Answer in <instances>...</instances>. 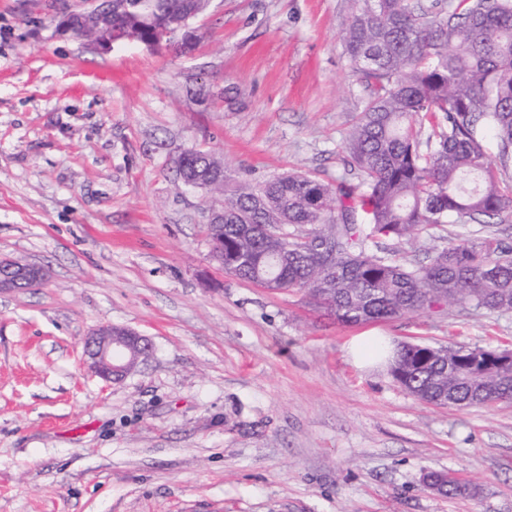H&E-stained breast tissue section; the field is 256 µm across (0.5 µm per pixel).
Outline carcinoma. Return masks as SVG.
Returning a JSON list of instances; mask_svg holds the SVG:
<instances>
[{"mask_svg":"<svg viewBox=\"0 0 512 512\" xmlns=\"http://www.w3.org/2000/svg\"><path fill=\"white\" fill-rule=\"evenodd\" d=\"M347 4L340 38L367 96L347 138L346 168L334 184L303 172L233 187L226 176L214 185L224 195V223L207 232L224 271L306 290L348 325L445 308L511 312L512 243L485 235L423 265L370 245L512 218V0ZM198 8L194 0H112V29L151 41ZM221 165L195 148L183 174L206 178ZM447 355L406 343L390 374L434 406L512 401V375L484 371L479 392L448 371ZM427 478L446 496L470 491L439 472Z\"/></svg>","mask_w":512,"mask_h":512,"instance_id":"obj_1","label":"carcinoma"}]
</instances>
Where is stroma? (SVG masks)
<instances>
[{
  "label": "stroma",
  "mask_w": 512,
  "mask_h": 512,
  "mask_svg": "<svg viewBox=\"0 0 512 512\" xmlns=\"http://www.w3.org/2000/svg\"><path fill=\"white\" fill-rule=\"evenodd\" d=\"M51 0H0V260L50 271L0 293V512H512V402L426 404L352 336L512 347V312L342 325L211 256L222 196L176 161L209 150L238 180L344 170L363 87L345 0H211L197 47L56 33ZM512 220L396 243L408 262ZM102 324L153 344L112 384L84 362ZM454 470L472 491L423 482ZM379 340V336H358L351 346L354 358L362 363L375 361Z\"/></svg>",
  "instance_id": "stroma-1"
}]
</instances>
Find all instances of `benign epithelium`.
Instances as JSON below:
<instances>
[{
    "label": "benign epithelium",
    "instance_id": "benign-epithelium-1",
    "mask_svg": "<svg viewBox=\"0 0 512 512\" xmlns=\"http://www.w3.org/2000/svg\"><path fill=\"white\" fill-rule=\"evenodd\" d=\"M194 16L189 15L170 31L166 32L169 44L181 55H189L195 46V30L192 27ZM108 16L97 12L86 21L87 38L102 51H108L116 43L127 38H113L105 33ZM8 274H0V291L26 290L45 281V269L36 264L11 261L7 264ZM153 351L150 341L132 329L120 337L112 335V326L96 328L84 339V356L88 367L103 380L112 383L123 381L131 373L133 357L143 361Z\"/></svg>",
    "mask_w": 512,
    "mask_h": 512
}]
</instances>
